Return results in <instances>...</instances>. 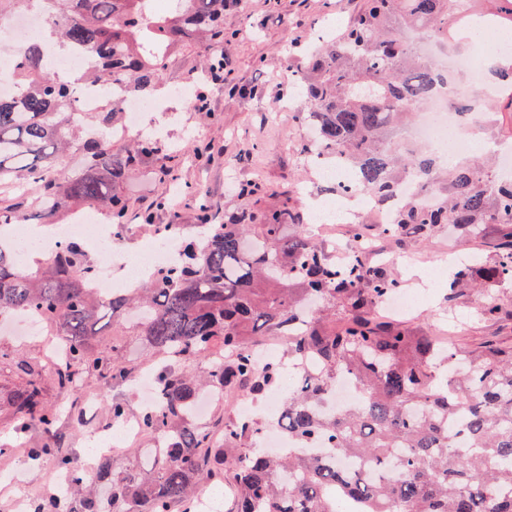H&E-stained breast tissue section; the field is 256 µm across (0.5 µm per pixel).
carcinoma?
<instances>
[{
    "label": "carcinoma",
    "instance_id": "cac0c4a2",
    "mask_svg": "<svg viewBox=\"0 0 512 512\" xmlns=\"http://www.w3.org/2000/svg\"><path fill=\"white\" fill-rule=\"evenodd\" d=\"M152 0H0V20L34 12L46 19L40 39L0 43L11 55L13 91L0 94V186L24 193L23 206L0 199V225L55 216L76 203L102 211L124 228L125 201L114 192L160 145L146 136L121 143L125 101L151 99L176 51L201 49L210 67L224 56V12L242 0H172L163 14ZM512 26V0H365L343 37L318 47L296 70L308 102L304 121L318 154L382 205L411 178L439 197L403 201L395 237L405 228L426 236L440 224L479 235L500 226L491 265L458 264L450 291L512 280V181L469 157L448 167L425 147L402 155L392 129L411 120L444 83L438 64L418 55L413 30L432 46L460 48L456 29L474 18ZM83 53L91 65L57 75L45 45ZM98 88L96 111L75 120L83 88ZM80 156L63 173L62 158ZM288 207L261 216L243 212L231 224H206L204 241L185 243L178 260L132 291L103 297L88 285L91 261L81 243L66 242L25 266L0 242V320L34 312L53 327L64 353L59 388L80 393L96 376L101 387L133 380L121 337L130 331L148 350L157 403L136 414L141 435L167 450L111 475L103 460L105 498L83 489L44 397L41 374L26 359L12 404V424L37 431L29 449L51 458L70 479V499L32 498L29 512H182L198 485L225 477L233 512H512V346L476 352L444 350L435 335L412 336L382 320L378 300L400 287L384 265L354 258L339 265L306 234L288 232ZM112 325V345H95ZM288 337V360L312 359L322 370L288 395L278 426L305 445L283 454L261 448V425L219 418L195 421L200 390L220 384L267 396L282 376L279 362L255 366L253 345ZM206 360L203 377L188 368ZM351 375L361 400L341 414L322 408L336 375ZM346 458L361 467L347 473Z\"/></svg>",
    "mask_w": 512,
    "mask_h": 512
}]
</instances>
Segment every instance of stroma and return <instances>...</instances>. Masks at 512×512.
<instances>
[{"label":"stroma","mask_w":512,"mask_h":512,"mask_svg":"<svg viewBox=\"0 0 512 512\" xmlns=\"http://www.w3.org/2000/svg\"><path fill=\"white\" fill-rule=\"evenodd\" d=\"M362 0H245L242 10L224 16V49L232 65L219 82L199 81L202 72L197 51L179 52L166 71L161 97L170 108L151 112L146 122L161 139V150L147 167L134 171L117 188L128 205L127 224L131 247L143 246L153 227L142 224L144 213L154 215V225L179 224L194 232L203 223L224 224L242 211L262 212L282 205L308 223L309 211L325 197V184L309 167L301 145L306 130L300 120L303 104L294 90V73L305 61L308 38L328 31L343 32L359 12ZM202 82L207 92L204 112L172 97L177 84ZM252 88L249 97L235 89ZM254 194H246V187ZM373 203L359 198L348 223L323 230L319 245L333 251L340 238L363 229L372 234L373 260L385 263L404 288H421L426 305L403 318L404 327L418 335L436 334L450 347L463 352L489 342L512 346V283L489 288L498 305L495 318L478 315L477 294L448 291L447 278L422 282L419 273L435 263L458 257L490 262L498 227L485 225L472 238L443 224L424 238L404 232L394 238L379 235ZM41 364L47 403L59 414L64 443L85 462L87 476L96 465L87 464L88 449L100 444L110 423L107 404L86 412L73 423L69 410L72 394L58 391L50 367L44 366V348L38 338L0 336V446H14V453L0 457V470L16 471L18 489L0 487V512H16L15 497L24 490L51 495L57 468L53 461H29L21 446L34 444L36 432L15 433L9 425L11 394L22 388L24 378L16 357Z\"/></svg>","instance_id":"1"}]
</instances>
